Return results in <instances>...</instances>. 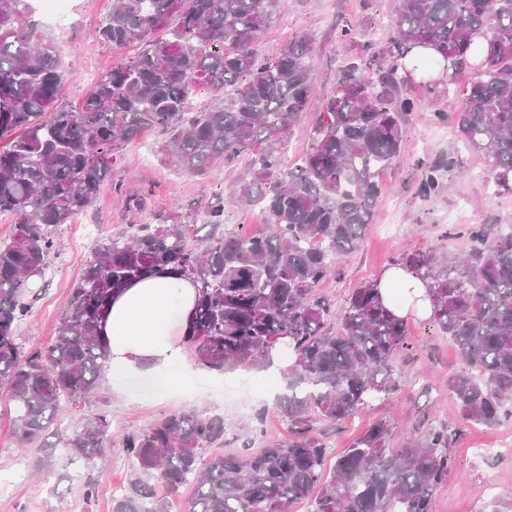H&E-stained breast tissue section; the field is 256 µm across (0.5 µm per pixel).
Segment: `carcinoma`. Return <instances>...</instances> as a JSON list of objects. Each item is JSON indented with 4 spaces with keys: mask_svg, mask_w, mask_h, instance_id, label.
Returning a JSON list of instances; mask_svg holds the SVG:
<instances>
[{
    "mask_svg": "<svg viewBox=\"0 0 512 512\" xmlns=\"http://www.w3.org/2000/svg\"><path fill=\"white\" fill-rule=\"evenodd\" d=\"M280 0H112L100 41L121 51L139 47L95 85L82 109L63 107L60 49L39 28L27 0H0V216L14 234L0 242V386L13 405V437L38 444L36 471L49 472L59 443L86 464L112 447L111 422L99 413L67 433L57 427L62 403L93 394L109 353L102 336L112 299L163 270L194 278L198 298L184 338L202 367L266 368L279 343L292 352L277 403L288 439L254 452L226 454L224 417L204 410L168 415L129 431L121 444L132 461L127 487L112 512H173L186 483L193 495L180 512H433L432 498L453 466L445 426L404 432L380 420L327 468L323 427L352 418L366 400L398 389L393 359L404 348L407 321L382 304L373 283L354 289L337 312L318 294L340 276L371 224L381 194L377 175L400 154L404 122L416 101L400 92L412 80L398 60L429 46L453 60L459 141L484 156L498 190L512 193V0H398L391 36L372 59L375 83L352 63L326 96L309 149L288 173L277 148L314 94L313 42L300 36L261 58L257 39ZM488 48L473 81L467 66L474 34ZM204 87L216 104L187 110ZM169 135L173 167L208 173L247 160L250 182L234 201L258 206L270 231H224V200L205 212L209 232L192 225L129 224L95 253L73 285L55 339L28 348L15 327L31 311L33 281L58 251L56 227L85 211L112 177L126 147L142 133ZM267 148L258 152V144ZM450 159L424 165L418 192L440 190ZM461 255L404 252L396 263L419 272L433 301L432 319L465 360L445 388L464 420L497 425L512 401V231L489 224L460 231ZM166 488L160 496L148 478Z\"/></svg>",
    "mask_w": 512,
    "mask_h": 512,
    "instance_id": "1",
    "label": "carcinoma"
}]
</instances>
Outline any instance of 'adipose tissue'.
Listing matches in <instances>:
<instances>
[{
  "instance_id": "obj_1",
  "label": "adipose tissue",
  "mask_w": 512,
  "mask_h": 512,
  "mask_svg": "<svg viewBox=\"0 0 512 512\" xmlns=\"http://www.w3.org/2000/svg\"><path fill=\"white\" fill-rule=\"evenodd\" d=\"M375 286L397 317H430L431 297L415 270L388 266ZM195 296L192 277L176 273L159 274L122 291L102 327L110 351L105 375L138 379L159 394L174 387L172 369L185 357L183 338Z\"/></svg>"
}]
</instances>
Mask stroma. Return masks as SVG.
<instances>
[{"instance_id": "stroma-1", "label": "stroma", "mask_w": 512, "mask_h": 512, "mask_svg": "<svg viewBox=\"0 0 512 512\" xmlns=\"http://www.w3.org/2000/svg\"><path fill=\"white\" fill-rule=\"evenodd\" d=\"M69 24L53 31L61 51L64 71L63 103L79 108L93 83L87 71L103 77L121 57L102 44L96 28L110 11L112 0H68ZM395 0H282L271 24L257 45L266 56L275 55L288 38L307 34L314 40L313 80L316 94L307 112L291 130L283 146V167L291 169L310 145V130L324 97L334 89L349 62L380 51L389 36ZM359 26L356 42L338 37L343 19ZM403 95L414 97L417 107L405 124L401 152L393 165L380 173L383 187L360 245L341 261L340 277L328 278L319 293L335 310H342L354 288L376 280L381 271L402 253L436 249L462 253L465 242L458 232L468 224H512V194L497 192L483 156L467 150L457 139L451 117L460 100L438 83L434 92L407 84ZM444 120H437V113ZM149 142V156H142V142ZM142 142L129 144L126 158L112 170L92 207L70 223L59 226L60 252L44 278L36 280L38 294L29 315L16 328L28 347H43L56 336L57 318L68 303L71 288L82 276L95 251L105 240L129 224L128 202L143 200L153 223L169 224L187 219L229 187L249 181L245 162L213 171L208 177L175 170L163 150V136L144 134ZM453 158L443 190L420 196L421 160L437 155ZM405 349L394 361L399 388L389 396L370 401L342 427L328 431V460L336 462L353 439L373 422L389 421L394 429L423 431L443 424L454 430L449 451L455 465L433 497V512H483L498 498H512V415L492 427L466 422L443 384L449 374L464 366L455 347L430 319L407 320ZM177 376L179 383L160 399L133 397L100 377L94 395L77 406H64L61 426L75 428L98 412H106L111 430L122 434L143 430L156 420L179 412L204 408L224 417L225 452L237 453L244 439L254 448L281 439L286 428L276 401L262 394L263 372L235 368L222 372L199 366L187 357ZM15 415L7 390L0 388V512H112V496L126 484L130 463L120 445H113L93 465L71 463L59 450L51 472L34 475L36 447L17 448L13 440ZM93 485L92 499H85V485Z\"/></svg>"}]
</instances>
